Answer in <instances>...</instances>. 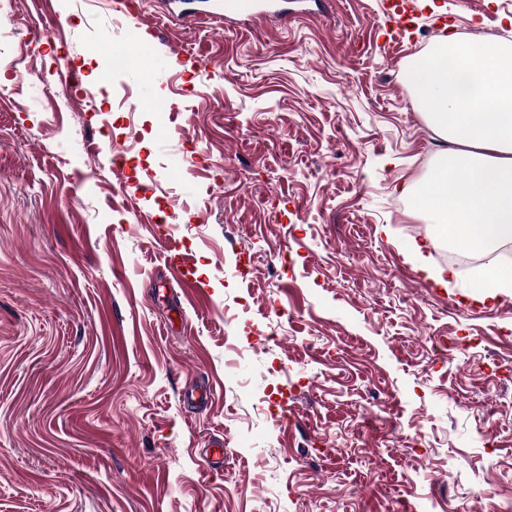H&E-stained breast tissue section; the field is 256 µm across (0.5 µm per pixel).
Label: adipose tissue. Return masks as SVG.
I'll return each mask as SVG.
<instances>
[{
	"mask_svg": "<svg viewBox=\"0 0 512 512\" xmlns=\"http://www.w3.org/2000/svg\"><path fill=\"white\" fill-rule=\"evenodd\" d=\"M415 100L449 142L415 210L454 247L481 251L512 241V44L440 37L408 69Z\"/></svg>",
	"mask_w": 512,
	"mask_h": 512,
	"instance_id": "obj_1",
	"label": "adipose tissue"
}]
</instances>
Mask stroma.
Returning <instances> with one entry per match:
<instances>
[{
    "label": "stroma",
    "mask_w": 512,
    "mask_h": 512,
    "mask_svg": "<svg viewBox=\"0 0 512 512\" xmlns=\"http://www.w3.org/2000/svg\"><path fill=\"white\" fill-rule=\"evenodd\" d=\"M129 2L46 31L0 0V512H512V291L404 257L451 247L411 211L441 140L408 67L512 42V0H417L402 47L383 0L223 31ZM167 261L171 269L177 274L185 288L196 296H202L203 290L199 284L200 281L194 275L193 268L185 261L184 254L181 252V246L177 240L165 237ZM412 259L418 265V268L423 271L426 278H428L434 285L448 287V279L452 277V270H432L428 265L425 255V248L423 245H417L411 253Z\"/></svg>",
    "instance_id": "obj_1"
}]
</instances>
